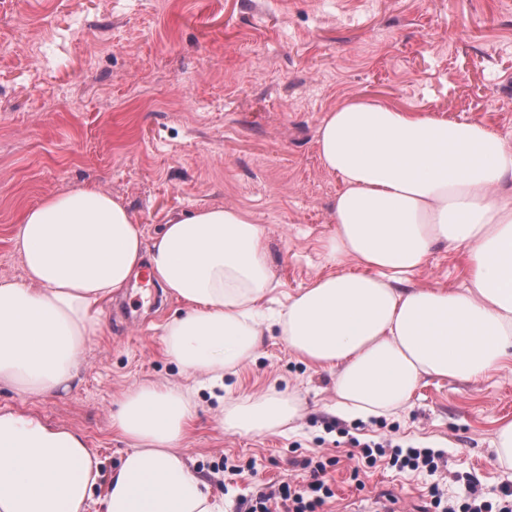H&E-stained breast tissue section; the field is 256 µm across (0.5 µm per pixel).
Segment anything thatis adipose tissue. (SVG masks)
Masks as SVG:
<instances>
[{
  "mask_svg": "<svg viewBox=\"0 0 512 512\" xmlns=\"http://www.w3.org/2000/svg\"><path fill=\"white\" fill-rule=\"evenodd\" d=\"M338 176L336 229L322 243L333 273L266 319L276 288L265 231L221 204L168 218L145 237L121 197L93 185L29 207L14 244L21 279H0V387L70 391L100 301L149 269L184 308L163 327L166 354L210 388L277 334L306 365L333 371L336 411H401L429 377L472 381L512 367V144L486 123L353 98L317 129ZM464 246L461 287H412L441 245ZM195 393L170 382L129 388L112 412L129 448L107 478L106 512H224L223 497L180 446ZM226 430L286 433L304 416L294 391L222 401ZM85 437L0 408V512H86L103 479Z\"/></svg>",
  "mask_w": 512,
  "mask_h": 512,
  "instance_id": "adipose-tissue-1",
  "label": "adipose tissue"
}]
</instances>
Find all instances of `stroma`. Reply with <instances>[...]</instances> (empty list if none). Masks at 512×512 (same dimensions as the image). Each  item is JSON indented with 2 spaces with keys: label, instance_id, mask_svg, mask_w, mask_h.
<instances>
[{
  "label": "stroma",
  "instance_id": "stroma-1",
  "mask_svg": "<svg viewBox=\"0 0 512 512\" xmlns=\"http://www.w3.org/2000/svg\"><path fill=\"white\" fill-rule=\"evenodd\" d=\"M352 97L489 123L512 142V0H0V278L22 275L12 238L23 210L92 184L125 199L148 237L199 205L245 210L268 233L284 298L331 271L320 243L335 229L341 185L316 131ZM466 276L462 250L442 245L409 283L457 288ZM100 310L70 393L1 388L0 408L82 433L103 476L128 447L112 427L114 402L169 381L195 390L182 451L227 512L271 484L305 482V461L320 455L335 495L317 512H434L435 484L448 500L473 484L490 502L512 487L491 448L496 420L512 418V371L428 378L399 417L347 421L330 411L331 372L267 336L224 384L233 397L296 391L305 416L288 435L241 436L165 353L176 299L135 281ZM351 436L434 448L446 464L358 469Z\"/></svg>",
  "mask_w": 512,
  "mask_h": 512
}]
</instances>
